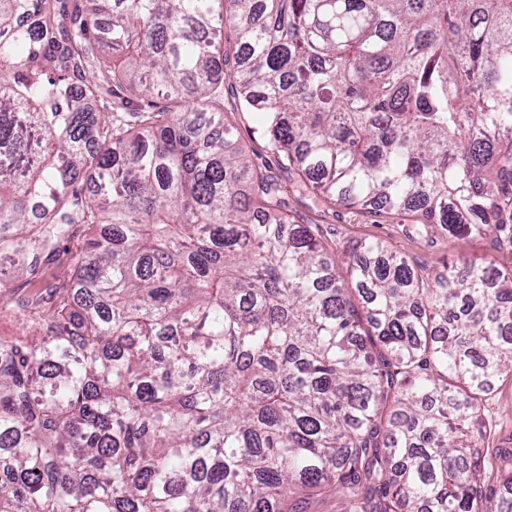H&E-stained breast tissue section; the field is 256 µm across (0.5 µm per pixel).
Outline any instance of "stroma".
<instances>
[{
  "instance_id": "obj_1",
  "label": "stroma",
  "mask_w": 512,
  "mask_h": 512,
  "mask_svg": "<svg viewBox=\"0 0 512 512\" xmlns=\"http://www.w3.org/2000/svg\"><path fill=\"white\" fill-rule=\"evenodd\" d=\"M237 93L234 87L224 88V110L236 127V136L257 167L269 174L279 172L277 157L268 152L259 117L253 112L237 111ZM287 212L299 224L317 225L325 242L335 253L356 249L360 242L378 240L405 257L422 272H439L449 266L465 267L476 262H495L512 266V248L502 237L493 235L457 240L451 237L429 239L408 235L407 217L382 210L346 208L330 205L315 194L297 189L292 182H285ZM85 228H78L71 242L61 244L55 261L45 266L39 277H15L0 274V306L16 307L22 302L46 295L49 288L66 284L71 268L78 261ZM485 414L492 423V433L484 445L486 459L484 473L479 483L484 492L498 487V451L512 448V376L505 375L496 381L485 403Z\"/></svg>"
}]
</instances>
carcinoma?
<instances>
[{
  "label": "carcinoma",
  "mask_w": 512,
  "mask_h": 512,
  "mask_svg": "<svg viewBox=\"0 0 512 512\" xmlns=\"http://www.w3.org/2000/svg\"><path fill=\"white\" fill-rule=\"evenodd\" d=\"M228 76L330 204L512 217V0H0V266L90 230L57 300L0 310V512H512V450L477 490L512 268L370 242L340 272Z\"/></svg>",
  "instance_id": "cac0c4a2"
}]
</instances>
